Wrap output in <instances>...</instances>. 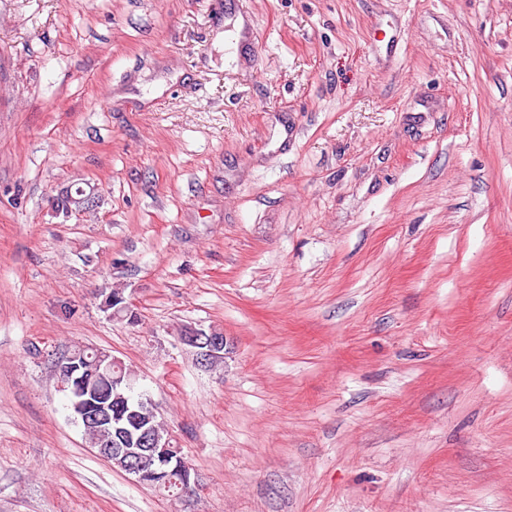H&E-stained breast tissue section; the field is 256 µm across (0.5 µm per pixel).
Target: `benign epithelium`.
Wrapping results in <instances>:
<instances>
[{"label": "benign epithelium", "instance_id": "7a95c632", "mask_svg": "<svg viewBox=\"0 0 512 512\" xmlns=\"http://www.w3.org/2000/svg\"><path fill=\"white\" fill-rule=\"evenodd\" d=\"M60 199L66 202L64 214L68 217L93 204L95 194L79 188L74 194L65 192ZM181 341L193 349L196 360L203 366L224 359L225 338L221 331L206 332L190 328L181 336ZM55 368L61 379V387L73 392L76 400L73 413L76 419L81 421L86 416L91 417L99 422V426L114 431L116 439L112 451L121 452L131 458L126 465V474L132 476L136 482H143L158 468L183 466L180 458L174 461L167 454L156 453V449L167 447V443L161 442L156 427L141 412L142 406H131L126 408L124 414L112 415L105 405L96 404L87 397V389L81 383L82 364L78 357L68 353L56 361Z\"/></svg>", "mask_w": 512, "mask_h": 512}]
</instances>
